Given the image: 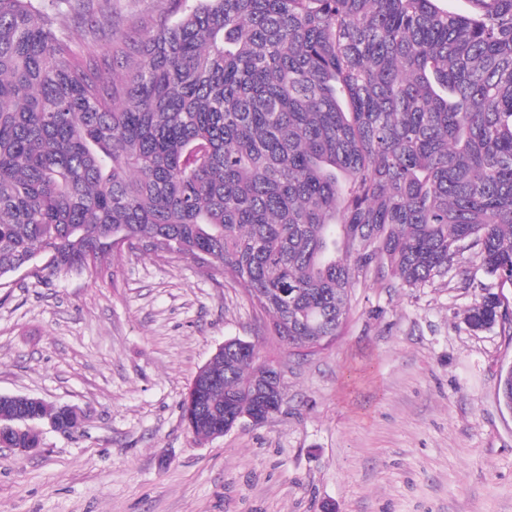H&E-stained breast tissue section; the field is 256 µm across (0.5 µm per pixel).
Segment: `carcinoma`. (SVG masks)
Here are the masks:
<instances>
[{"mask_svg":"<svg viewBox=\"0 0 512 512\" xmlns=\"http://www.w3.org/2000/svg\"><path fill=\"white\" fill-rule=\"evenodd\" d=\"M167 0L143 37L82 0H0V278L96 276L101 239L197 258L272 316L285 347L341 334L351 289L385 269L420 288L465 253L512 284V0ZM112 34V78L61 35ZM43 264L36 265L37 259ZM471 327L512 332L488 292ZM252 346L195 377L190 429L258 405ZM497 394L512 409V369ZM0 400V448H37Z\"/></svg>","mask_w":512,"mask_h":512,"instance_id":"1","label":"carcinoma"}]
</instances>
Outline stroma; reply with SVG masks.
<instances>
[{
	"label": "stroma",
	"mask_w": 512,
	"mask_h": 512,
	"mask_svg": "<svg viewBox=\"0 0 512 512\" xmlns=\"http://www.w3.org/2000/svg\"><path fill=\"white\" fill-rule=\"evenodd\" d=\"M512 284L478 260L422 288L356 284L340 336L291 351L207 266L113 249L99 276L0 278V394L76 408L39 448H0V512H512V411L497 398L512 336L471 329ZM283 378L279 413L200 439L182 401L225 340Z\"/></svg>",
	"instance_id": "obj_1"
}]
</instances>
